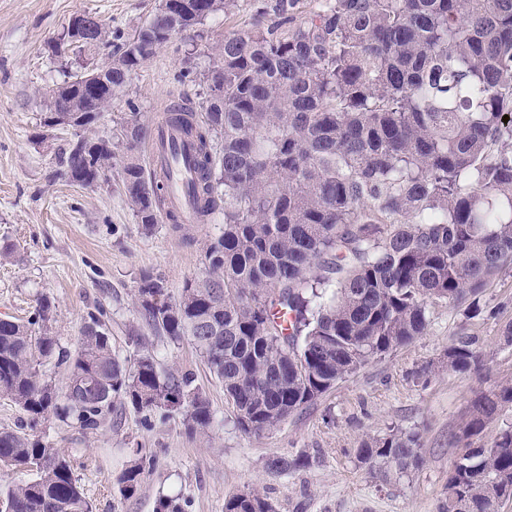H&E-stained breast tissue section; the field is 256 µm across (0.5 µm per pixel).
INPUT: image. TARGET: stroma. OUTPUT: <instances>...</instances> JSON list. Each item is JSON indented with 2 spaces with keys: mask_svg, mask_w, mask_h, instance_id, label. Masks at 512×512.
<instances>
[{
  "mask_svg": "<svg viewBox=\"0 0 512 512\" xmlns=\"http://www.w3.org/2000/svg\"><path fill=\"white\" fill-rule=\"evenodd\" d=\"M271 0H242L211 15L194 38L175 37L112 100L96 126L108 137L135 99L149 119L164 105L205 85L175 83L184 70L199 72L224 35L251 27ZM159 0H0V318L25 321L39 297L55 305L59 344L75 350L82 329L104 310L112 350L126 358L150 350L162 368L192 373L209 400L208 435L187 434L181 414L159 411L142 419L114 406L109 424L88 432L48 421L37 432L74 459V475L93 512H155L159 497L180 498L186 512H224V501L254 489L276 512H439L448 473L464 448L457 437L475 393L512 383V269L491 281L483 311L430 305L429 325L411 343L374 357L277 428L254 435L236 424L224 387L188 342L154 333L141 319L135 295L143 274L162 275L171 296L199 273L205 241L221 224L162 223L145 235L124 194L119 173L107 185L84 188L61 174L57 155L70 130L46 131L45 88L66 80L70 66L46 42L78 13L94 15L132 36L156 12ZM475 337L484 355L483 377L449 371L445 352L458 336ZM403 431L418 435L421 465L385 476L359 462L363 440ZM276 454H304L307 467L274 474ZM146 470L138 491L120 493L117 478L134 456Z\"/></svg>",
  "mask_w": 512,
  "mask_h": 512,
  "instance_id": "1",
  "label": "stroma"
}]
</instances>
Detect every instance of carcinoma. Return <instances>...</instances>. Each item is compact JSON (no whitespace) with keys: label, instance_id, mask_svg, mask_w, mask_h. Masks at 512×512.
<instances>
[{"label":"carcinoma","instance_id":"1","mask_svg":"<svg viewBox=\"0 0 512 512\" xmlns=\"http://www.w3.org/2000/svg\"><path fill=\"white\" fill-rule=\"evenodd\" d=\"M238 0H190L158 10L130 38L102 23L112 71L97 92L71 74L60 100L92 123L98 104L124 92L137 71L178 35ZM277 0L278 20H258L214 47L201 74V105L173 103L166 120L196 145L194 192L202 223L224 228L202 249L201 272L180 294L142 276L137 307L149 328L189 341L223 383L239 428L279 426L371 358L412 342L434 302L479 296L512 266V0H319L307 13ZM113 137L77 138L63 153V176L98 187L119 167L144 234L163 220L169 183L142 164L152 126L139 106ZM508 120H502V117ZM54 303L38 299L26 324L0 319V397L27 427L0 429V467L35 477L0 489V512H93L73 473V458L34 433L55 419L96 430L118 399L146 416L181 413L192 435L213 420L191 374L162 371L150 351L121 360L95 319L78 349L51 332ZM448 370L481 376L474 340L458 337ZM65 366V389L43 367ZM512 407V383L473 401L461 433L479 436ZM419 437L369 438L361 463L401 474L420 464ZM306 465L272 456L282 473ZM133 461L117 482L125 496L141 484ZM439 512H499L512 498V424L467 447L448 472ZM224 512H275L254 489L230 496Z\"/></svg>","mask_w":512,"mask_h":512}]
</instances>
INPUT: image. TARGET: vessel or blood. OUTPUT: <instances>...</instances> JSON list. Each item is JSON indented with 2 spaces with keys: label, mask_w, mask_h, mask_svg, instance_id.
<instances>
[{
  "label": "vessel or blood",
  "mask_w": 512,
  "mask_h": 512,
  "mask_svg": "<svg viewBox=\"0 0 512 512\" xmlns=\"http://www.w3.org/2000/svg\"><path fill=\"white\" fill-rule=\"evenodd\" d=\"M149 155L152 164L166 168L171 186L168 207L181 216L182 223L196 221L197 209L189 191L195 179L190 163L193 148L182 133L167 123L157 120L152 138L149 141Z\"/></svg>",
  "instance_id": "vessel-or-blood-1"
}]
</instances>
